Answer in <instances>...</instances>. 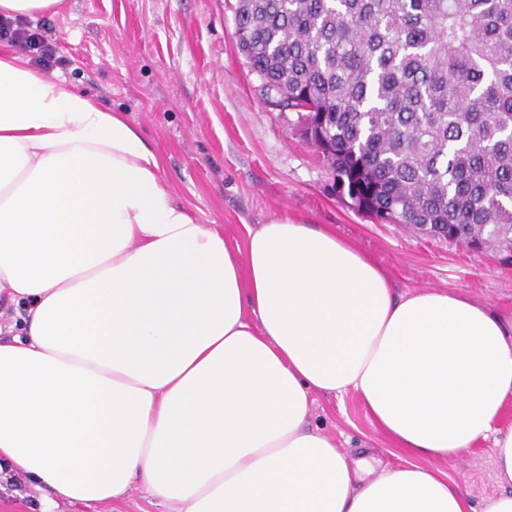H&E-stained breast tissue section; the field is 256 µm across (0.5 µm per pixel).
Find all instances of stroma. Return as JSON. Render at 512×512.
Instances as JSON below:
<instances>
[{"mask_svg":"<svg viewBox=\"0 0 512 512\" xmlns=\"http://www.w3.org/2000/svg\"><path fill=\"white\" fill-rule=\"evenodd\" d=\"M234 0H63L59 13L24 19L52 42L63 66L51 77L111 112L125 113L162 161V177L190 214L227 243L247 226L288 215L328 224L372 257L398 293L438 289L467 297L512 323V260L406 229L348 208L297 116L269 108L235 39ZM308 424L350 460L397 464L395 448L355 392L315 395ZM466 493L471 512L501 494L491 440L433 461ZM42 490L0 479V512H40ZM58 512H177L136 487L113 502H60Z\"/></svg>","mask_w":512,"mask_h":512,"instance_id":"stroma-1","label":"stroma"}]
</instances>
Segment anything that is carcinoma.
I'll return each instance as SVG.
<instances>
[{"label": "carcinoma", "mask_w": 512, "mask_h": 512, "mask_svg": "<svg viewBox=\"0 0 512 512\" xmlns=\"http://www.w3.org/2000/svg\"><path fill=\"white\" fill-rule=\"evenodd\" d=\"M237 47L320 112L332 187L381 224L512 254V0H236Z\"/></svg>", "instance_id": "obj_1"}]
</instances>
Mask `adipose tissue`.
Wrapping results in <instances>:
<instances>
[{
  "label": "adipose tissue",
  "mask_w": 512,
  "mask_h": 512,
  "mask_svg": "<svg viewBox=\"0 0 512 512\" xmlns=\"http://www.w3.org/2000/svg\"><path fill=\"white\" fill-rule=\"evenodd\" d=\"M0 469L91 504L140 486L179 512H468L432 468L492 438L512 512V325L395 295L335 231L275 217L230 247L120 112L0 55ZM356 391L406 461L371 474L307 429Z\"/></svg>",
  "instance_id": "adipose-tissue-1"
}]
</instances>
